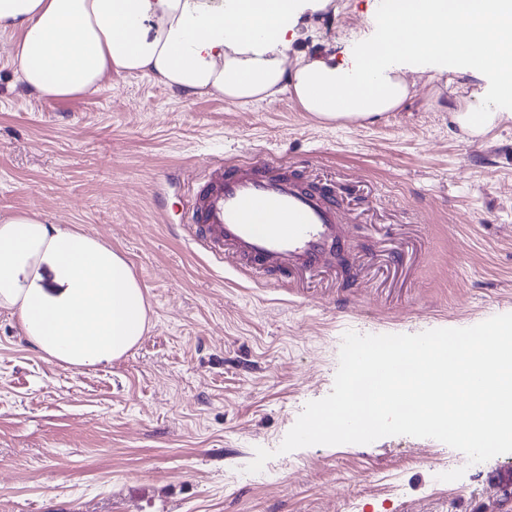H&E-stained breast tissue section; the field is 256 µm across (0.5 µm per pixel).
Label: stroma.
<instances>
[{
    "instance_id": "35a3bbf8",
    "label": "stroma",
    "mask_w": 512,
    "mask_h": 512,
    "mask_svg": "<svg viewBox=\"0 0 512 512\" xmlns=\"http://www.w3.org/2000/svg\"><path fill=\"white\" fill-rule=\"evenodd\" d=\"M381 0H304L293 50L374 35ZM0 33V210L112 244L146 290L149 327L109 365L46 361L0 309V512H512V453L441 484L452 447L387 436L280 452L327 396L346 331L416 334L512 313V118L480 138L455 104L486 80L406 71L411 97L368 121L325 122L289 95L237 106L149 78L48 102ZM269 154L335 186L347 250L256 283L184 230L189 176ZM273 451L248 472L256 448Z\"/></svg>"
}]
</instances>
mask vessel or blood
<instances>
[{
    "label": "vessel or blood",
    "mask_w": 512,
    "mask_h": 512,
    "mask_svg": "<svg viewBox=\"0 0 512 512\" xmlns=\"http://www.w3.org/2000/svg\"><path fill=\"white\" fill-rule=\"evenodd\" d=\"M344 215L326 187L302 182L274 161L211 163L189 202L191 242L231 251L254 277L317 267L343 247Z\"/></svg>",
    "instance_id": "obj_1"
}]
</instances>
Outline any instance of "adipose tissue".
Segmentation results:
<instances>
[{
    "mask_svg": "<svg viewBox=\"0 0 512 512\" xmlns=\"http://www.w3.org/2000/svg\"><path fill=\"white\" fill-rule=\"evenodd\" d=\"M298 0H0L17 32L12 61L47 100L98 92L109 74L144 75L234 105L292 95L320 120L376 118L402 106L416 61L492 75L512 102V0H384L377 36L348 63L288 58ZM0 308L44 359L108 365L144 336L145 290L110 243L22 212L0 211Z\"/></svg>",
    "mask_w": 512,
    "mask_h": 512,
    "instance_id": "1",
    "label": "adipose tissue"
}]
</instances>
